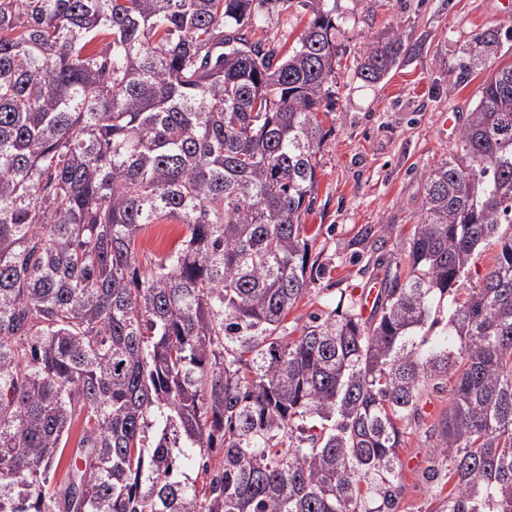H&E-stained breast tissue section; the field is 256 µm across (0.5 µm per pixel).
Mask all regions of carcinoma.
<instances>
[{
    "instance_id": "obj_1",
    "label": "carcinoma",
    "mask_w": 512,
    "mask_h": 512,
    "mask_svg": "<svg viewBox=\"0 0 512 512\" xmlns=\"http://www.w3.org/2000/svg\"><path fill=\"white\" fill-rule=\"evenodd\" d=\"M290 2L0 0V512H398L445 379L439 512H512V66L422 173L370 315L351 296L291 337L339 52L321 0L287 53L256 37ZM474 43L467 69L502 30ZM403 54L369 45L361 79ZM161 219L181 244L144 269ZM159 223L146 225L138 236L139 263L144 269L155 259L166 255L181 240V228L176 221L161 220ZM163 230L169 233L161 239ZM440 388H433L432 385L428 386L423 392L421 399V408L423 407L424 415V430L437 425L448 409V389L450 384L447 380L442 381L439 384Z\"/></svg>"
}]
</instances>
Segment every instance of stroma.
Segmentation results:
<instances>
[{"label": "stroma", "instance_id": "obj_1", "mask_svg": "<svg viewBox=\"0 0 512 512\" xmlns=\"http://www.w3.org/2000/svg\"><path fill=\"white\" fill-rule=\"evenodd\" d=\"M336 12L340 64L320 118L327 136L318 152V187L302 221L316 228L314 279L290 310L287 332L296 337L310 314L334 308L341 293L359 295L376 271L394 263L396 245L416 224L423 171L456 152L464 124L491 70L512 65V40L480 70L461 75L460 62L478 32L512 28V0H325ZM310 13L294 0L270 16L264 32L283 48L293 46ZM399 32L406 58L383 81L358 76L366 47ZM457 126H443L447 116ZM387 227L389 244L363 245L367 229ZM181 239L176 222L146 225L137 240L141 267L166 255ZM400 512H434L448 495V469L434 465L433 441L409 435L398 450Z\"/></svg>", "mask_w": 512, "mask_h": 512}]
</instances>
